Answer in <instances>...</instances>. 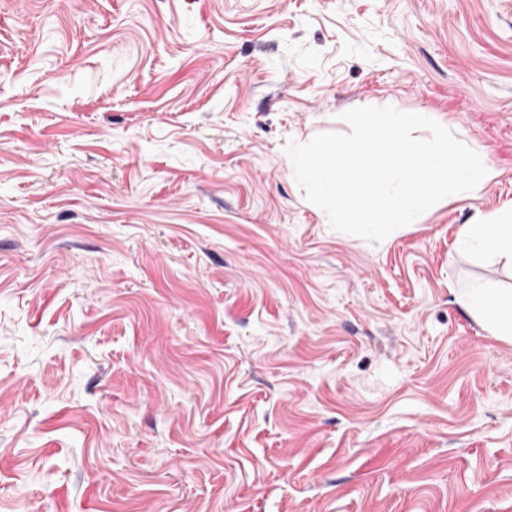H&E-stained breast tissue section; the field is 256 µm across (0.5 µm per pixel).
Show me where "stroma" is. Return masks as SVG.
<instances>
[{
	"instance_id": "obj_1",
	"label": "stroma",
	"mask_w": 512,
	"mask_h": 512,
	"mask_svg": "<svg viewBox=\"0 0 512 512\" xmlns=\"http://www.w3.org/2000/svg\"><path fill=\"white\" fill-rule=\"evenodd\" d=\"M426 113L493 177L379 244L287 141ZM512 0H0V512H512ZM457 242L467 250L495 255L512 263L511 208L479 224L463 225ZM468 311L487 325L495 336L512 341V290L503 292L476 286L461 297Z\"/></svg>"
}]
</instances>
